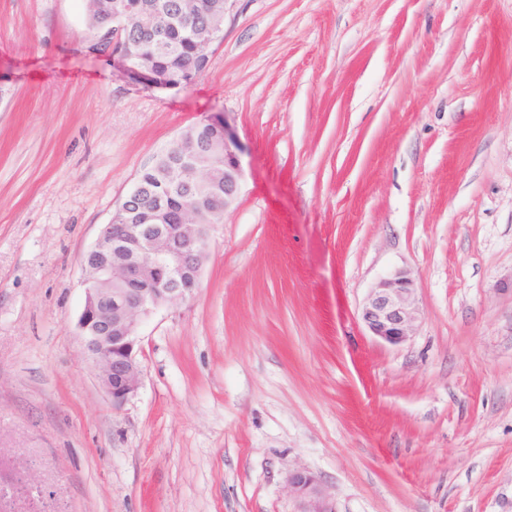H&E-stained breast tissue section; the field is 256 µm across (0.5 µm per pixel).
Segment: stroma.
<instances>
[{"label":"stroma","instance_id":"1","mask_svg":"<svg viewBox=\"0 0 512 512\" xmlns=\"http://www.w3.org/2000/svg\"><path fill=\"white\" fill-rule=\"evenodd\" d=\"M81 0H0V512H512V0H226L189 87L87 53ZM243 181L113 410L81 255L181 131ZM421 316L361 308L397 270ZM416 289L414 278L406 270L382 278L361 309V319L369 333L389 345L405 342L420 315ZM291 491L300 500L299 512H333L328 497L318 479L307 471H296L290 478Z\"/></svg>","mask_w":512,"mask_h":512}]
</instances>
